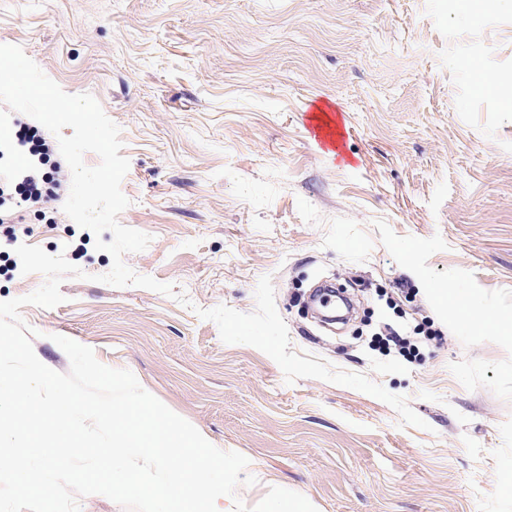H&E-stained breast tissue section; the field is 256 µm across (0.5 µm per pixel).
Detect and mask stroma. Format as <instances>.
Masks as SVG:
<instances>
[{
	"instance_id": "obj_1",
	"label": "stroma",
	"mask_w": 512,
	"mask_h": 512,
	"mask_svg": "<svg viewBox=\"0 0 512 512\" xmlns=\"http://www.w3.org/2000/svg\"><path fill=\"white\" fill-rule=\"evenodd\" d=\"M16 45L118 125L129 206L151 236L124 256L174 296L94 282L112 266L63 199L15 208L18 245L64 254V301L27 305L36 357L65 373L62 335L140 385L256 482L317 512H512V345L456 326L434 300L469 292L512 315V109L478 89L466 56L512 85V10L457 0H0ZM332 105L336 149L310 122ZM271 276L292 351L404 396L426 428L334 383H286L260 350L224 343L199 312L256 309ZM322 281L353 303L322 323ZM410 337L405 358L378 334Z\"/></svg>"
}]
</instances>
